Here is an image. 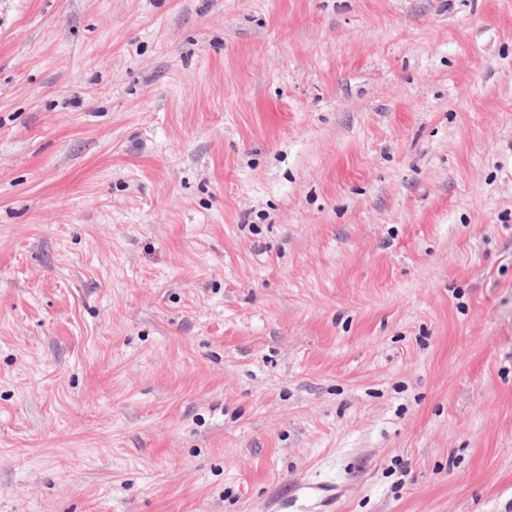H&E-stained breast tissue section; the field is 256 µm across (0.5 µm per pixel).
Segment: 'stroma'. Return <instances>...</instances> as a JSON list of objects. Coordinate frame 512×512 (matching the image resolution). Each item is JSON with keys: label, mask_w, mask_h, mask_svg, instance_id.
<instances>
[{"label": "stroma", "mask_w": 512, "mask_h": 512, "mask_svg": "<svg viewBox=\"0 0 512 512\" xmlns=\"http://www.w3.org/2000/svg\"><path fill=\"white\" fill-rule=\"evenodd\" d=\"M0 512H512V0H0Z\"/></svg>", "instance_id": "1"}]
</instances>
